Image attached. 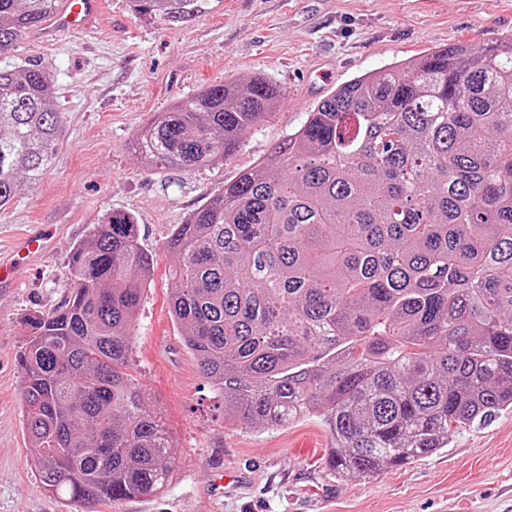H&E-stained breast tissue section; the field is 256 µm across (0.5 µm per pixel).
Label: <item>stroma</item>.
<instances>
[{"label":"stroma","mask_w":512,"mask_h":512,"mask_svg":"<svg viewBox=\"0 0 512 512\" xmlns=\"http://www.w3.org/2000/svg\"><path fill=\"white\" fill-rule=\"evenodd\" d=\"M99 31L55 42L27 31L7 64L51 69L62 135L36 193L0 212V255L46 234L43 254L16 263L0 288V512H512V412L456 431L447 448L372 476L327 468L330 435L317 419L253 431L224 420L169 311L173 225L270 157L328 93L352 78L456 43L480 49L512 36V0H207L192 18L136 13L102 0ZM260 76L285 95L230 156L192 169H144L131 148L153 113L221 82ZM113 211L132 213L155 256L129 371L167 424L178 466L159 493L68 506L44 491L23 427L20 319L62 307L74 245ZM248 472L240 488L216 481Z\"/></svg>","instance_id":"1"}]
</instances>
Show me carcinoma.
<instances>
[{
  "mask_svg": "<svg viewBox=\"0 0 512 512\" xmlns=\"http://www.w3.org/2000/svg\"><path fill=\"white\" fill-rule=\"evenodd\" d=\"M182 21L204 0H131ZM59 0H0V55ZM46 66L0 68V210L35 188L61 133ZM262 77L155 114L148 167L233 153L276 114ZM165 249L171 316L224 420L328 427V466L367 477L512 409V44L464 43L358 76L263 165L210 196ZM62 308L20 320L23 426L44 490L84 504L155 494L176 456L128 374L154 271L135 217L114 212L67 263Z\"/></svg>",
  "mask_w": 512,
  "mask_h": 512,
  "instance_id": "obj_1",
  "label": "carcinoma"
}]
</instances>
